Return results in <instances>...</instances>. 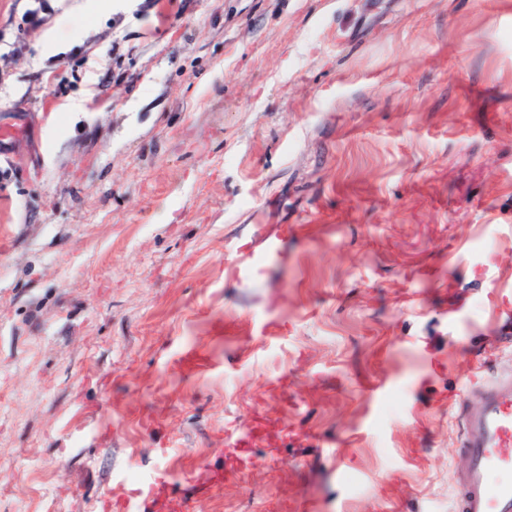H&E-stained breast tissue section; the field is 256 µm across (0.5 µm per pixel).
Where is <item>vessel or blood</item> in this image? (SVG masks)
I'll return each mask as SVG.
<instances>
[{
	"mask_svg": "<svg viewBox=\"0 0 512 512\" xmlns=\"http://www.w3.org/2000/svg\"><path fill=\"white\" fill-rule=\"evenodd\" d=\"M456 421L466 457L453 483L456 512H512V372L497 374Z\"/></svg>",
	"mask_w": 512,
	"mask_h": 512,
	"instance_id": "vessel-or-blood-1",
	"label": "vessel or blood"
}]
</instances>
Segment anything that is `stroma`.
<instances>
[{
    "instance_id": "stroma-1",
    "label": "stroma",
    "mask_w": 512,
    "mask_h": 512,
    "mask_svg": "<svg viewBox=\"0 0 512 512\" xmlns=\"http://www.w3.org/2000/svg\"><path fill=\"white\" fill-rule=\"evenodd\" d=\"M70 2L0 0V512H453L512 0Z\"/></svg>"
}]
</instances>
